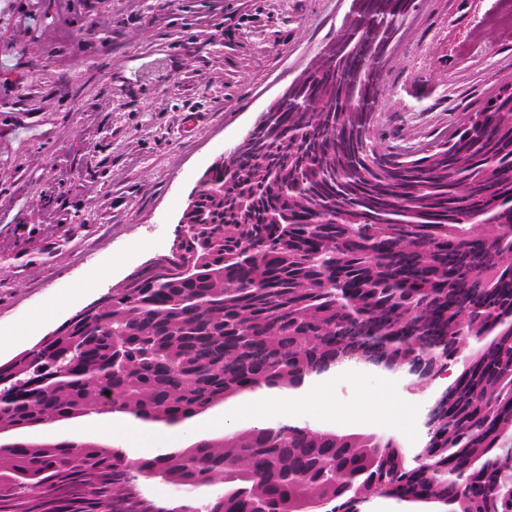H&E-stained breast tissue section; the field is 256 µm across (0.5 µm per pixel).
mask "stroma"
<instances>
[{
	"instance_id": "1",
	"label": "stroma",
	"mask_w": 512,
	"mask_h": 512,
	"mask_svg": "<svg viewBox=\"0 0 512 512\" xmlns=\"http://www.w3.org/2000/svg\"><path fill=\"white\" fill-rule=\"evenodd\" d=\"M351 0H0V331L17 351L171 254L204 174L339 35ZM512 0H422L384 77L385 134L418 140L512 75ZM460 363L426 385L366 363L298 420L407 458Z\"/></svg>"
}]
</instances>
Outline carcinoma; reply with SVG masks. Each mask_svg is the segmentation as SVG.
Wrapping results in <instances>:
<instances>
[{
  "mask_svg": "<svg viewBox=\"0 0 512 512\" xmlns=\"http://www.w3.org/2000/svg\"><path fill=\"white\" fill-rule=\"evenodd\" d=\"M416 0H351L336 40L197 194L192 268H143L39 350L0 365V431L129 414L172 424L352 356L425 381L470 353L426 465L372 434L283 423L153 458L0 443V512H364L369 499L512 512V92L405 164L377 131ZM111 397L105 398V392ZM158 479L224 493L178 506Z\"/></svg>",
  "mask_w": 512,
  "mask_h": 512,
  "instance_id": "1",
  "label": "carcinoma"
}]
</instances>
